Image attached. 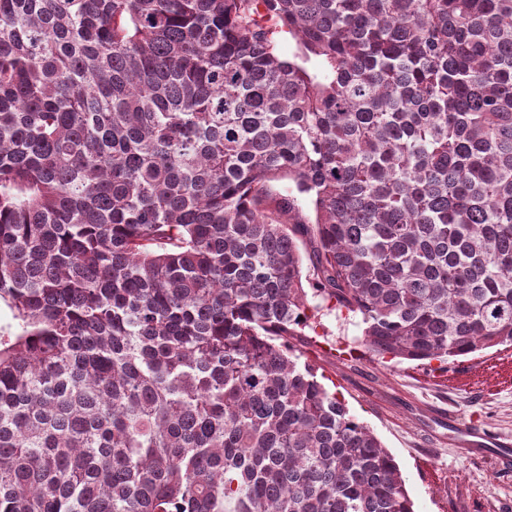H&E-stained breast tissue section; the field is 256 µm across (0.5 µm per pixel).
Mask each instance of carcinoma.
Returning a JSON list of instances; mask_svg holds the SVG:
<instances>
[{
  "mask_svg": "<svg viewBox=\"0 0 512 512\" xmlns=\"http://www.w3.org/2000/svg\"><path fill=\"white\" fill-rule=\"evenodd\" d=\"M0 300V512H415L290 339L512 347V0H0Z\"/></svg>",
  "mask_w": 512,
  "mask_h": 512,
  "instance_id": "cac0c4a2",
  "label": "carcinoma"
}]
</instances>
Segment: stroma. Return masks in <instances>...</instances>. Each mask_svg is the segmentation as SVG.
<instances>
[{
	"mask_svg": "<svg viewBox=\"0 0 512 512\" xmlns=\"http://www.w3.org/2000/svg\"><path fill=\"white\" fill-rule=\"evenodd\" d=\"M322 322L327 341L355 349V357L336 360L302 336L294 345L394 456L416 512H512V470L493 455L466 453L451 428L477 417L512 440V348L458 358L438 374L410 362L381 364L356 344L355 322L332 314Z\"/></svg>",
	"mask_w": 512,
	"mask_h": 512,
	"instance_id": "stroma-1",
	"label": "stroma"
}]
</instances>
